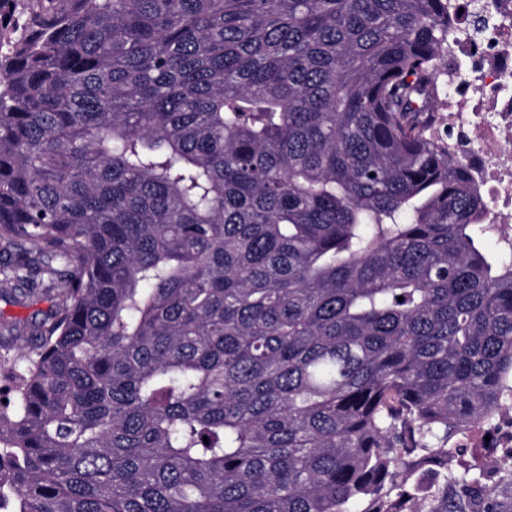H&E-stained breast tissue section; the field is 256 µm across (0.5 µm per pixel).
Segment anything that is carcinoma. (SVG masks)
<instances>
[{
  "instance_id": "cac0c4a2",
  "label": "carcinoma",
  "mask_w": 512,
  "mask_h": 512,
  "mask_svg": "<svg viewBox=\"0 0 512 512\" xmlns=\"http://www.w3.org/2000/svg\"><path fill=\"white\" fill-rule=\"evenodd\" d=\"M457 21L0 0V285L54 299L0 362V512H503L456 441L512 410V244L436 132Z\"/></svg>"
}]
</instances>
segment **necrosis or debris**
Returning a JSON list of instances; mask_svg holds the SVG:
<instances>
[{
	"mask_svg": "<svg viewBox=\"0 0 512 512\" xmlns=\"http://www.w3.org/2000/svg\"><path fill=\"white\" fill-rule=\"evenodd\" d=\"M443 127L484 193L486 223L512 228V0H456Z\"/></svg>",
	"mask_w": 512,
	"mask_h": 512,
	"instance_id": "necrosis-or-debris-1",
	"label": "necrosis or debris"
}]
</instances>
